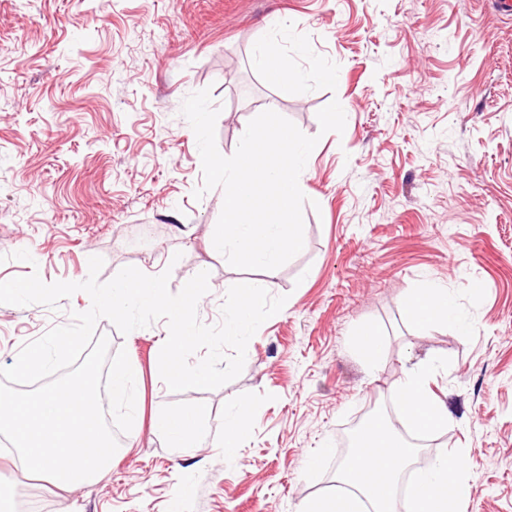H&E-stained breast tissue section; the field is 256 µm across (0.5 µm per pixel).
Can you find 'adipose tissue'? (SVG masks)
Instances as JSON below:
<instances>
[{
    "label": "adipose tissue",
    "instance_id": "ef3b65f1",
    "mask_svg": "<svg viewBox=\"0 0 512 512\" xmlns=\"http://www.w3.org/2000/svg\"><path fill=\"white\" fill-rule=\"evenodd\" d=\"M403 307L423 329L456 320L455 304L447 289L432 286L407 294ZM441 365L433 357L412 369L391 392L392 399H406L404 418L417 434H432L447 425L446 403L434 397L429 381ZM198 409L167 410L154 415L152 432L165 447L186 451L205 445L236 448L245 429L243 406L226 414L219 430L201 428ZM416 451L397 437L383 420H375L360 434L355 452L338 469L336 484L325 495L308 501L304 512H397L395 490L410 467ZM469 460L458 451L435 458L429 468L407 486L406 512H461L469 498ZM453 484L455 494L444 487Z\"/></svg>",
    "mask_w": 512,
    "mask_h": 512
}]
</instances>
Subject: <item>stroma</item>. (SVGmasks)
<instances>
[{
    "label": "stroma",
    "instance_id": "35a3bbf8",
    "mask_svg": "<svg viewBox=\"0 0 512 512\" xmlns=\"http://www.w3.org/2000/svg\"><path fill=\"white\" fill-rule=\"evenodd\" d=\"M503 0H0V282L39 273L100 281L174 258L168 287L198 272L210 291L202 323L221 321L245 271L205 241L224 193L202 199L196 136L181 113L210 89L216 145L232 156L248 122L274 107L319 142L304 182V247L269 275L283 309L247 346L240 376L213 390L173 392L159 374L167 324L121 334L99 320L110 351L139 370V417L94 485L59 494L0 450V512L35 501L67 512H300L336 481L343 436L368 404L437 356L429 381L451 418L435 453L471 456L466 512H512V13ZM287 21L292 39L268 25ZM301 39L304 53L293 41ZM274 52L302 79L283 99L256 66ZM339 101L343 133L318 111ZM25 250L31 262L13 259ZM447 289L462 323L423 332L405 295ZM0 304V367L21 346L90 308ZM378 326L386 355L369 372L353 346ZM246 403L233 457L186 454L151 432L155 413L199 408L213 430Z\"/></svg>",
    "mask_w": 512,
    "mask_h": 512
}]
</instances>
